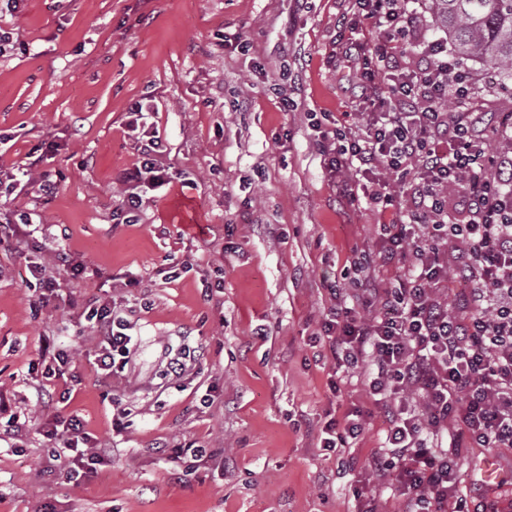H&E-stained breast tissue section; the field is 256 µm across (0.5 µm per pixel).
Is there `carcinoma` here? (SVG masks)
<instances>
[{
  "label": "carcinoma",
  "mask_w": 512,
  "mask_h": 512,
  "mask_svg": "<svg viewBox=\"0 0 512 512\" xmlns=\"http://www.w3.org/2000/svg\"><path fill=\"white\" fill-rule=\"evenodd\" d=\"M425 9L455 59L512 80V0H425Z\"/></svg>",
  "instance_id": "1"
}]
</instances>
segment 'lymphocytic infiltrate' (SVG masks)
Listing matches in <instances>:
<instances>
[{"instance_id":"1","label":"lymphocytic infiltrate","mask_w":512,"mask_h":512,"mask_svg":"<svg viewBox=\"0 0 512 512\" xmlns=\"http://www.w3.org/2000/svg\"><path fill=\"white\" fill-rule=\"evenodd\" d=\"M348 3L338 55L353 76L351 95L373 115L358 131L341 124L321 131L320 154L329 172L354 173V183L340 185L342 197L391 213L378 227L377 256L409 259L410 270L381 288L367 273L372 257L363 255L364 275L355 288H331L335 304L320 335L339 366L368 365L374 405L388 421L386 444L368 457V473L395 471L400 512H463V503L448 502L453 455L474 444L512 448V156H489L485 141L473 136L483 113L444 109V102L470 97L447 43L431 41L418 63L401 64V44L416 28L410 0ZM368 23L379 30L372 43L362 36ZM150 109L135 102L126 123L136 134L138 158L120 177L119 206L132 222L146 192L170 178L158 131L144 120ZM41 163L37 157L0 169V197L51 196L54 183L32 176ZM380 169L390 179L377 178ZM450 243L462 247L453 263ZM46 251L50 261L28 266L41 287L59 290L60 269L75 278L95 274L65 249L50 245ZM454 279L463 290L443 299ZM370 305L378 315L360 316ZM86 319L98 339L97 369L110 376L117 358L131 354L129 325L108 302L89 307ZM363 426L358 409L344 422L327 421L316 432L317 446L341 451ZM48 434L64 439L68 478L87 476L102 463L77 416L55 418Z\"/></svg>"}]
</instances>
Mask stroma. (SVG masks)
Returning <instances> with one entry per match:
<instances>
[{
	"label": "stroma",
	"mask_w": 512,
	"mask_h": 512,
	"mask_svg": "<svg viewBox=\"0 0 512 512\" xmlns=\"http://www.w3.org/2000/svg\"><path fill=\"white\" fill-rule=\"evenodd\" d=\"M341 15L339 0H24L0 13L16 41L0 56V167L58 145L43 166L53 197L11 206L36 209L75 260L101 271L62 277L68 300L43 307L26 285L41 234L0 246V422H26L0 438V512H357L360 491L397 512L394 485L364 469L386 423L363 378L338 371L317 338L329 286L350 287L387 220L340 195L310 126L314 113L326 128L366 121L333 52ZM462 69L471 108L512 113L511 81ZM148 95L176 177L128 224L116 210L118 176L137 160L125 122ZM174 265L178 278L165 279ZM96 298L131 323L134 344L105 384L93 329H75ZM259 325L266 340L251 336ZM47 344L67 351L77 377L51 387L70 390L62 408L36 394ZM176 359L178 376L167 371ZM356 409L364 429L344 453L317 448L314 430ZM59 411L107 441L93 476L67 479L44 436ZM188 444L207 452L190 472L169 458ZM455 472L468 512L490 502L512 512V448L461 449Z\"/></svg>",
	"instance_id": "1"
}]
</instances>
